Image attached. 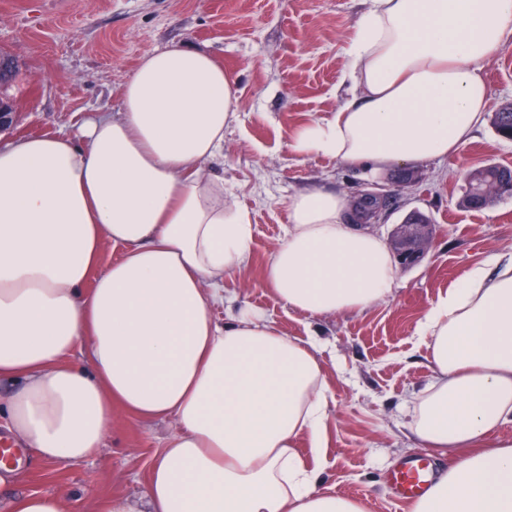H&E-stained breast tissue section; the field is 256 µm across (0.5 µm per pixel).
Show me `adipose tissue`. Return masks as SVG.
<instances>
[{
	"label": "adipose tissue",
	"instance_id": "adipose-tissue-1",
	"mask_svg": "<svg viewBox=\"0 0 512 512\" xmlns=\"http://www.w3.org/2000/svg\"><path fill=\"white\" fill-rule=\"evenodd\" d=\"M348 50L350 91L289 135L302 157L376 176L457 153L487 106L482 62L512 34V0H366ZM237 91L209 53L144 56L120 110L0 146V411L44 462L98 448L114 408L176 429L139 500L100 512H363L320 490L326 373L311 342L262 311L218 324L224 280L249 264L252 226L204 166L237 119ZM322 190L288 201L289 229L262 282L310 316L387 298L382 238ZM121 256L97 265L104 243ZM432 378L419 442L453 461L409 512H512V254L481 264L418 327ZM84 343L88 362L71 359ZM310 443L311 459L296 448Z\"/></svg>",
	"mask_w": 512,
	"mask_h": 512
}]
</instances>
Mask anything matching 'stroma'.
<instances>
[{"label":"stroma","instance_id":"35a3bbf8","mask_svg":"<svg viewBox=\"0 0 512 512\" xmlns=\"http://www.w3.org/2000/svg\"><path fill=\"white\" fill-rule=\"evenodd\" d=\"M365 0H0V53L15 62L0 95L15 120L0 144L73 129L97 112L120 109V91L140 59L176 46L212 54L237 89L238 120L208 170L224 180V200L251 219V263L224 281L217 322L239 307L262 310L288 335L314 339L332 401L319 474L321 489L360 502L365 512H408L397 504L389 471L423 453L408 429L415 398L432 369L416 329L431 305L471 266L512 252V197L480 211L459 205L465 175L485 163L512 166V141L483 123L454 156L366 179L331 157L303 158L288 148L299 123L327 117L346 91L347 49ZM487 110L512 103V35L483 65ZM317 188L352 198L383 189L393 200L386 223L412 209L429 215L434 238L426 259L399 272L392 296L357 312L306 316L261 284L263 268L284 241L288 199ZM175 429L115 411L102 448L75 462L41 463L27 456L0 486L8 499L31 492L62 498L63 512H97L115 494L139 496L152 456Z\"/></svg>","mask_w":512,"mask_h":512}]
</instances>
